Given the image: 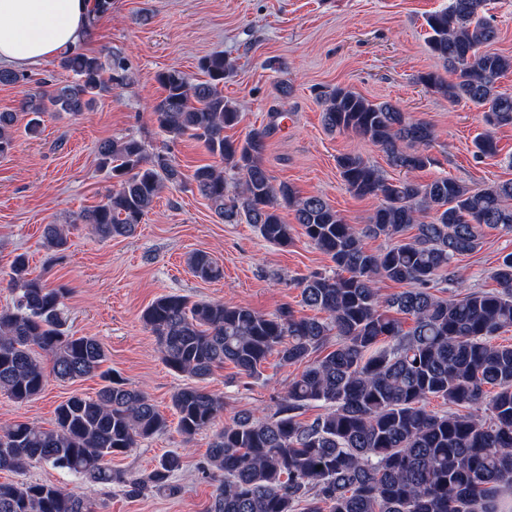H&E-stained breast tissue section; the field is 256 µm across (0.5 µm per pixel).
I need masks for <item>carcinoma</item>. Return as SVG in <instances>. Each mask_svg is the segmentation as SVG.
I'll return each instance as SVG.
<instances>
[{
  "instance_id": "carcinoma-1",
  "label": "carcinoma",
  "mask_w": 512,
  "mask_h": 512,
  "mask_svg": "<svg viewBox=\"0 0 512 512\" xmlns=\"http://www.w3.org/2000/svg\"><path fill=\"white\" fill-rule=\"evenodd\" d=\"M425 23L429 50L454 79L431 71L419 82L453 105L481 109L485 130L473 139L474 155L496 158L492 130L512 125V94L497 91L496 81L512 70V58L493 48L498 33L487 0H448ZM60 67L71 81L25 102L29 135L38 133L44 114H79L127 79L119 55L104 62L71 48ZM228 68L216 52L201 59L208 77L202 83L179 70L158 74L157 127L173 141L203 143L213 156L214 163L195 169L193 182L222 223L244 220L285 248L294 242V227L279 210L288 207L336 271L298 282L303 304L324 313L321 320L298 316L286 304L266 316L179 294L162 295L144 309L142 322L165 366L193 380L172 396L185 442L224 414L223 398L202 382L225 363L250 377L260 376L272 354L285 365H304L272 414L240 412L217 433L208 454L210 470L219 473L209 512H512V345L496 342L512 329V252L493 272L497 288L439 295L442 283H454L446 276L454 260L480 247L483 228L512 230V180L479 189L448 176L426 184L389 180L361 155L346 153L337 159L345 188L378 200L358 229L322 197L273 182L264 165L271 126L254 127L242 140L224 134L242 120L219 89ZM315 96L327 130L381 147L407 173L435 163L430 122L341 86L318 88ZM16 121L17 113L0 112V158L15 148ZM97 160L115 184L104 203L73 223L89 225L101 239L133 235L165 184L182 183L168 156L148 154L135 137L100 142ZM366 237L386 245L368 249ZM43 239L57 254L68 249L61 224L46 225ZM187 265L202 280L223 276L202 251L191 253ZM383 280L404 289L384 296ZM9 287L12 304L0 309V393L24 403L42 392L39 351L51 358L58 380L96 374L102 384L94 398L62 402L51 429L23 421L1 427L0 471L39 463L89 487L120 484L131 498L177 493L173 478L183 466L177 452L142 476L112 468V457L164 432L168 420L143 391L103 369L107 355L95 337L68 332V289L30 277L24 254L11 263ZM331 336L336 347L318 355ZM433 398L448 409H428ZM310 403L324 412L311 422L298 419ZM0 512L95 510L89 497L56 484L4 482Z\"/></svg>"
}]
</instances>
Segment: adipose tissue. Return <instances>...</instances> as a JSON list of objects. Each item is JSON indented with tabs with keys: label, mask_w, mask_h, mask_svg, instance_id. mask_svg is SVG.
Instances as JSON below:
<instances>
[{
	"label": "adipose tissue",
	"mask_w": 512,
	"mask_h": 512,
	"mask_svg": "<svg viewBox=\"0 0 512 512\" xmlns=\"http://www.w3.org/2000/svg\"><path fill=\"white\" fill-rule=\"evenodd\" d=\"M91 0H0V67L39 65L88 35Z\"/></svg>",
	"instance_id": "ef3b65f1"
}]
</instances>
